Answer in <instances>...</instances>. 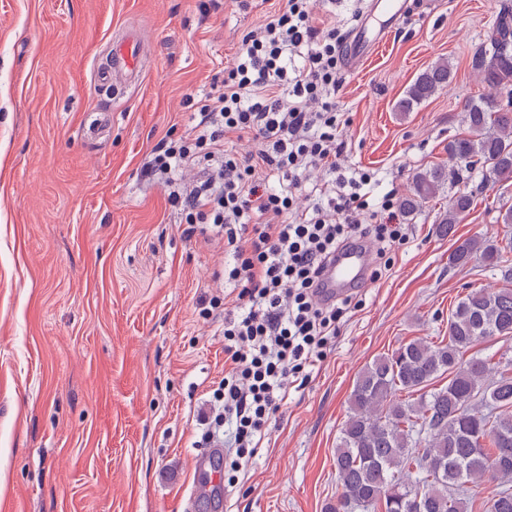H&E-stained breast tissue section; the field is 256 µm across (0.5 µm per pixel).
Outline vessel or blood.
<instances>
[{
  "label": "vessel or blood",
  "mask_w": 512,
  "mask_h": 512,
  "mask_svg": "<svg viewBox=\"0 0 512 512\" xmlns=\"http://www.w3.org/2000/svg\"><path fill=\"white\" fill-rule=\"evenodd\" d=\"M406 13L405 0H369L365 13L353 26L345 53V67L355 70L387 39ZM143 71L142 41L134 32L113 40L105 59L98 66L97 80L106 90L138 82ZM371 266V249L361 241L341 251L321 277L322 298H335L365 285ZM224 451L208 449L194 460L197 478L195 493L209 495L222 481L219 461Z\"/></svg>",
  "instance_id": "1"
}]
</instances>
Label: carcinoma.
Returning a JSON list of instances; mask_svg holds the SVG:
<instances>
[{
	"label": "carcinoma",
	"mask_w": 512,
	"mask_h": 512,
	"mask_svg": "<svg viewBox=\"0 0 512 512\" xmlns=\"http://www.w3.org/2000/svg\"><path fill=\"white\" fill-rule=\"evenodd\" d=\"M471 69L490 93L467 101L465 131L448 142L452 165L437 164L413 176L412 194L400 207H424L443 186L478 168L498 181L512 179V12L503 11L488 46ZM452 63L439 60L420 72L396 106L409 112L448 87ZM473 196L456 191L439 224L448 236L470 211ZM512 237L461 241L450 262L474 259L512 281ZM512 338V288L471 291L448 316V336L430 343L412 339L373 360L350 394L349 416L334 464L342 492L326 512H512V372L470 353L483 340ZM447 385L434 388L439 378ZM420 393L414 401L400 394Z\"/></svg>",
	"instance_id": "obj_1"
}]
</instances>
